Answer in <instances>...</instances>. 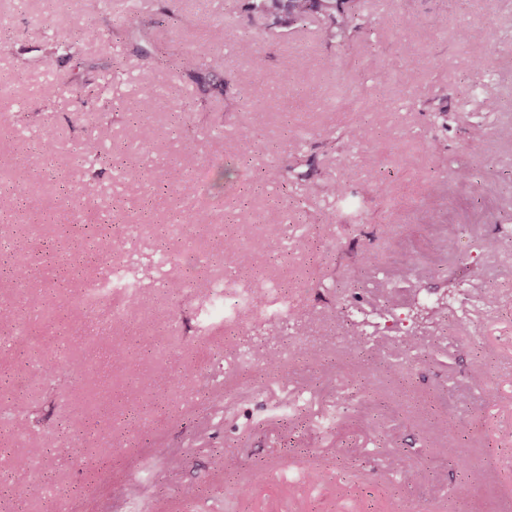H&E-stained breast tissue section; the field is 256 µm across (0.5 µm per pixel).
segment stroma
I'll return each instance as SVG.
<instances>
[{
    "mask_svg": "<svg viewBox=\"0 0 512 512\" xmlns=\"http://www.w3.org/2000/svg\"><path fill=\"white\" fill-rule=\"evenodd\" d=\"M245 2L136 0L158 21L149 60L106 38L49 55L86 25L110 28L112 0H0V241L38 257L23 286L0 278L15 318L0 323V512H159L163 500L181 512H501L512 498V142L497 131L512 127V0H364L367 38L329 46L319 20L288 27ZM202 41L225 91L175 67ZM488 52L498 65L476 67ZM113 61L120 73L99 89ZM376 67L393 81L376 85ZM128 113L154 130L147 148H131ZM357 119L364 140L351 143ZM477 122L487 133L472 142ZM88 140L120 153L121 169L73 165ZM224 162L239 170L235 190L193 180ZM275 162L292 170L272 183ZM180 180L184 192H170ZM326 180L343 200L312 194ZM191 205L211 219L184 225L179 259L164 262L160 238ZM93 224L110 226L139 284L120 325L75 302L103 262L72 279L61 265ZM228 237L289 287V305L247 310L253 281L225 264ZM172 278L182 294L164 291ZM487 292L500 297L491 310L478 301ZM33 295L45 302L36 322ZM356 325L377 362L375 409L340 386ZM409 329L422 353L393 371ZM62 352L99 386L75 389L55 369ZM87 414L95 426L71 427ZM451 443L464 472L442 454ZM21 455L49 477L41 499L23 495L33 476L15 467ZM464 478L469 495H454Z\"/></svg>",
    "mask_w": 512,
    "mask_h": 512,
    "instance_id": "1",
    "label": "stroma"
}]
</instances>
